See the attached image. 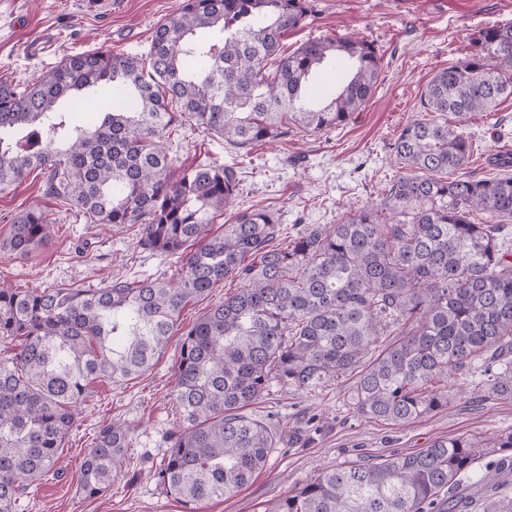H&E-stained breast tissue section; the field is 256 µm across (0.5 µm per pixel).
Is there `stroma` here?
Returning <instances> with one entry per match:
<instances>
[{
    "mask_svg": "<svg viewBox=\"0 0 512 512\" xmlns=\"http://www.w3.org/2000/svg\"><path fill=\"white\" fill-rule=\"evenodd\" d=\"M180 3L0 0V78L27 83L64 56L102 47L147 59L154 30ZM316 5L308 24L284 40L283 53L311 39L355 33L375 42L383 54L375 92L347 125L326 133L293 127L285 136L237 149L186 118L165 143L179 170L201 161L235 164V208L275 211L291 233L308 224L342 223L350 207L379 201L387 183L401 173L391 145L417 117L430 77L464 60L481 29L512 24V0H316ZM464 132L473 149L464 173L497 174L495 155L512 152V97L495 111L471 115ZM31 206L46 210L54 229L28 255L0 251V285L21 291L102 288L118 279L177 276L176 258L137 247V228L115 231L87 223L46 196L39 175L0 191V239ZM179 343L172 337L154 368L137 379L93 383L60 450L57 472L20 493L13 512H188L153 477L167 452L166 435L182 420L172 397ZM482 379L479 370H471L465 390L449 384L446 409L402 426L354 413L352 373L313 390L272 384L268 396L248 410L275 423L282 437L266 469L234 496L208 500L198 512H273L279 499L324 469L362 456L413 453L438 438L512 429V400L484 399ZM113 420L133 428L126 463L108 489L85 497L81 462L98 429Z\"/></svg>",
    "mask_w": 512,
    "mask_h": 512,
    "instance_id": "obj_1",
    "label": "stroma"
}]
</instances>
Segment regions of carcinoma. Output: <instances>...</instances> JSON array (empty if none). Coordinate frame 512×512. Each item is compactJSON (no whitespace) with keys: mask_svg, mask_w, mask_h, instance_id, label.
Masks as SVG:
<instances>
[{"mask_svg":"<svg viewBox=\"0 0 512 512\" xmlns=\"http://www.w3.org/2000/svg\"><path fill=\"white\" fill-rule=\"evenodd\" d=\"M314 0H182L153 33L149 66L113 50L64 57L27 84L0 79V190L38 169L45 193L96 224L139 226L137 246L175 256L174 281L104 288L0 287V512L53 469L76 408L99 378L132 380L180 336L174 400L183 422L167 435L154 477L185 505L231 496L266 465L272 429L242 410L272 383L314 389L359 371L352 408L402 425L448 407L449 378L481 368L486 399L512 400V173L449 180L471 143L448 116L493 112L512 97V25L481 29L467 57L426 84L420 112L392 143L408 170L378 204L341 224L282 235L277 212L240 209L210 225L238 190L230 165L176 172L164 138L182 115L237 148L294 125H346L375 91L382 55L365 38L308 41L280 54ZM325 65L339 91H316ZM487 214L476 224L471 215ZM31 207L0 250L25 256L52 233ZM243 286L193 326L184 306L219 282ZM398 339L371 363L380 337ZM130 427H100L81 464V489L102 493L123 467ZM512 430L457 435L414 453L361 457L325 469L275 512H512Z\"/></svg>","mask_w":512,"mask_h":512,"instance_id":"cac0c4a2","label":"carcinoma"}]
</instances>
